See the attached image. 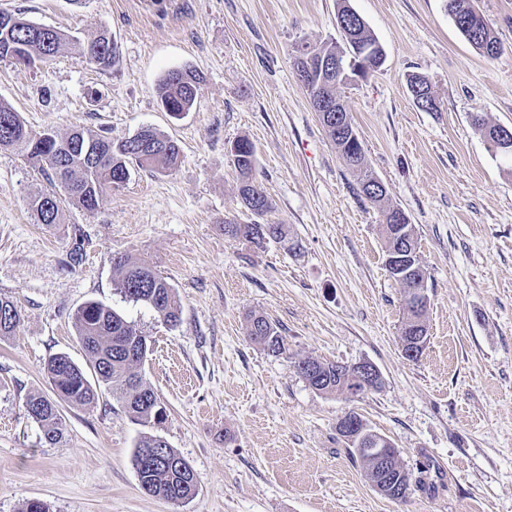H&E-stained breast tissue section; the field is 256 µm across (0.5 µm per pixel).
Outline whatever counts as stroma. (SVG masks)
I'll return each mask as SVG.
<instances>
[{
    "label": "stroma",
    "mask_w": 512,
    "mask_h": 512,
    "mask_svg": "<svg viewBox=\"0 0 512 512\" xmlns=\"http://www.w3.org/2000/svg\"><path fill=\"white\" fill-rule=\"evenodd\" d=\"M349 2L385 60L344 89V105L427 272L428 341L414 361L402 353L403 287L385 265L382 209L358 192L293 71L297 43L339 40L338 0H164L162 15L152 0H0L84 39L108 31L120 50L108 71L69 52L0 60V101L29 128L118 140L151 127L181 147L176 168L132 170L96 209L64 205L52 226L29 208L50 182L20 150L0 149V296L22 312L0 340V512L33 498L50 512H512V158L471 124L478 112L512 128V0H472L503 45L491 61L444 0ZM184 67L204 82L176 120L157 89ZM412 74L430 81L440 111L415 105ZM242 137L273 203L260 219L238 196L231 147ZM258 219L287 225L297 251L224 234V223ZM116 252L167 278L177 325L122 298ZM89 300L150 336L142 372L166 414L133 421L105 389L94 407L62 405L65 434L49 445L23 401L51 395L50 355L85 363L74 314ZM251 314L277 325L283 353L250 341ZM305 358L369 361L383 384L355 401L322 393L296 370ZM349 410L397 448L406 500L381 495L337 433ZM149 434L192 465L189 502L141 490L131 459Z\"/></svg>",
    "instance_id": "stroma-1"
}]
</instances>
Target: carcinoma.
<instances>
[{
	"instance_id": "carcinoma-1",
	"label": "carcinoma",
	"mask_w": 512,
	"mask_h": 512,
	"mask_svg": "<svg viewBox=\"0 0 512 512\" xmlns=\"http://www.w3.org/2000/svg\"><path fill=\"white\" fill-rule=\"evenodd\" d=\"M445 8L462 37L485 58L493 60L503 51L486 18H476L469 0H445ZM15 19L8 36L0 31V59L25 65L46 55L53 58L68 50L83 57L96 68L106 71L120 60L118 45L104 40L103 35L91 39H74L55 28L29 20L24 12L12 13ZM338 16L354 26L355 35L347 43L332 41L321 47L307 43L295 50L294 71L306 73L304 88L312 107L325 95L341 97L340 89L348 82L326 72L322 60L333 58L343 51L348 57L363 58L368 69L363 77L376 71L384 52L364 19L351 7L349 0H340ZM203 77L190 68L167 71L157 95L163 109L178 117L192 108ZM343 162L356 176L360 193L370 202L380 205L385 198L368 194L369 183L377 180L367 166L363 144L351 147L336 135V126L325 128ZM21 147L29 162L57 182L64 192L42 194L31 203L39 224H58L62 206L69 203L86 210L97 207L107 190L122 187L133 167L165 172L176 167L181 159L177 141L151 128L132 137L114 140L109 135L89 132L83 128L61 136H44L28 129L18 112L0 102V148ZM233 163L240 176L239 197L243 206L256 216L272 209V202L255 177L256 150L246 138L237 140L231 148ZM224 235L261 245L267 241L283 242L288 237L284 224H226ZM116 273L115 287L128 301L152 309L167 323L180 320L181 301L173 286L145 261H136L117 253L112 257ZM22 320L21 310L11 299L0 297V339L15 335ZM80 345L89 362L92 374L77 365L67 354L49 356L44 369L54 392L48 398L39 393L25 398L28 416L38 424L47 444H56L64 436L65 425L60 404L90 407L99 398V390L108 388L117 397L124 413L142 423L154 421L165 414L157 395L143 380L141 367L149 351L148 336L111 307L96 300L81 305L75 315ZM249 339L273 353L285 350L283 336L276 325L263 316L247 321ZM300 375L312 387L320 386L326 393L348 392L349 379L336 376V363L307 358L296 364ZM132 465L144 493L162 498L172 504L193 499L198 490L197 478L191 464L162 442L158 436H143L136 444Z\"/></svg>"
}]
</instances>
